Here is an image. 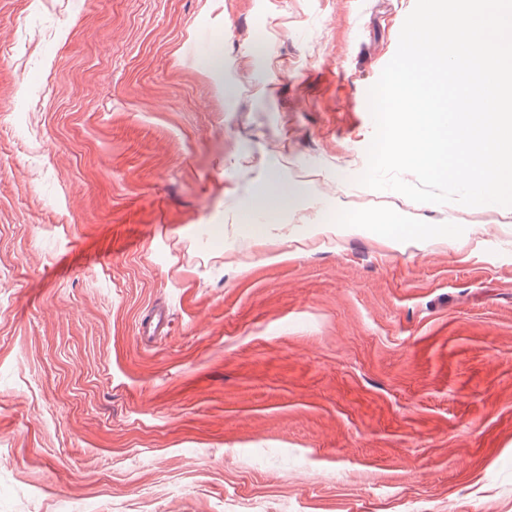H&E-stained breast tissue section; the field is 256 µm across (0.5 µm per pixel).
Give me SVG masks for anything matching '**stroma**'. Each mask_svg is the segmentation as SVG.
<instances>
[{
  "mask_svg": "<svg viewBox=\"0 0 512 512\" xmlns=\"http://www.w3.org/2000/svg\"><path fill=\"white\" fill-rule=\"evenodd\" d=\"M414 3L0 0V512H512V207L356 182Z\"/></svg>",
  "mask_w": 512,
  "mask_h": 512,
  "instance_id": "35a3bbf8",
  "label": "stroma"
}]
</instances>
